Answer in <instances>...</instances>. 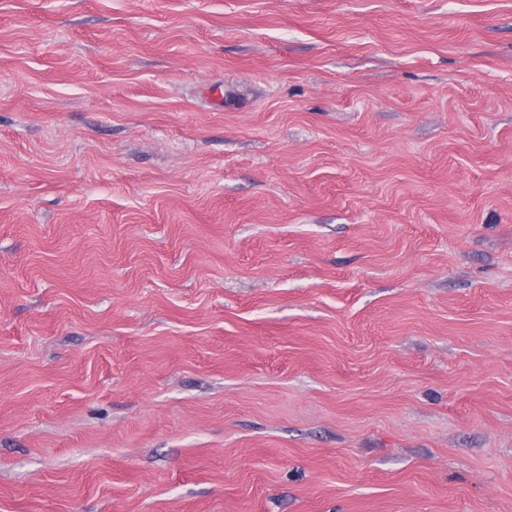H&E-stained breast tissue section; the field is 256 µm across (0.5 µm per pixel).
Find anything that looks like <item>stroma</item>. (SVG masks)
Returning <instances> with one entry per match:
<instances>
[{"instance_id":"35a3bbf8","label":"stroma","mask_w":512,"mask_h":512,"mask_svg":"<svg viewBox=\"0 0 512 512\" xmlns=\"http://www.w3.org/2000/svg\"><path fill=\"white\" fill-rule=\"evenodd\" d=\"M0 512H512V0H0Z\"/></svg>"}]
</instances>
